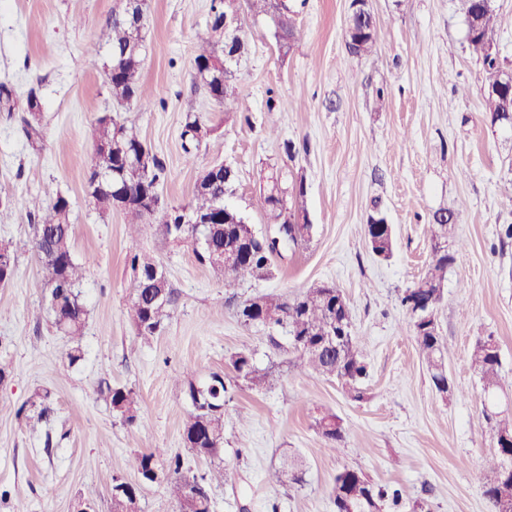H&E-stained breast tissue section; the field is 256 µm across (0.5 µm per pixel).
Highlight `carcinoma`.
Wrapping results in <instances>:
<instances>
[{
  "label": "carcinoma",
  "mask_w": 512,
  "mask_h": 512,
  "mask_svg": "<svg viewBox=\"0 0 512 512\" xmlns=\"http://www.w3.org/2000/svg\"><path fill=\"white\" fill-rule=\"evenodd\" d=\"M211 0L210 12L214 14L213 22L206 25L204 31L196 34L197 54L194 62L197 67L206 66L219 53V41L216 36L217 23L222 18L221 6ZM457 11L461 14L466 25V40L469 47L485 56L484 35L496 29V11L485 10L481 15L480 24L472 21L475 0H455ZM363 46L360 49L348 46L350 54L359 56L369 54L380 40V30L370 22H365ZM110 29V63L105 70V78L112 91V97L121 103H129L141 94V76L143 59L122 58L123 50L130 43L145 41L143 30L134 28L119 15H112ZM220 104L225 110L234 112L247 109L244 99L236 92L231 77L224 80V87L216 91ZM485 112L491 117L502 113H512V94H504L498 98L484 99ZM202 123L197 115L187 113L181 133L183 150L191 155V148L199 145L197 137ZM90 133L95 145L110 142L119 137L133 148L150 151L146 142L140 138L134 127L105 115L97 117L90 124ZM152 168L149 178H144L135 167L130 168L126 177L129 188L134 193L154 192L166 177V167L156 156L151 155ZM236 173H226L224 179L214 183L205 192L196 191L187 207L197 211H211L215 202L232 192ZM30 214L36 220L32 237L4 247L15 260L20 251H31L40 260L44 284L49 290V300L54 305L49 307L55 325L72 337L81 335L87 310L81 300L79 287L84 278L86 268L76 262L71 252V225L68 224V201L58 197V202L46 204L39 198L30 200ZM155 210L145 213L137 208L123 210L128 218L129 237L135 243L138 238L152 228V219L160 217L167 238L174 241L192 242L197 228L187 224L178 225L171 222V217L180 213L178 206H163L161 199L154 198ZM453 223L452 215H436L432 224V239L448 236V225ZM215 233L211 236L210 246L213 250L224 249L228 239L239 243L238 259L232 264L224 265V281L227 286H233L248 279H262L271 273V256L276 253L271 244H260L250 235L246 224H216ZM454 255L435 256L423 278L414 287L405 291L401 297V305L410 310L409 302L413 295H427L432 286L442 283L447 274L448 266L453 263ZM126 262L135 272L134 299L129 308V316L137 335L144 341H150L157 336V330L165 328L176 306V292L169 282H164V301L158 304L153 296L160 287L151 275L152 259L139 252H130ZM238 316L246 326L266 327L280 326L288 323L286 331L289 348L296 354L299 364L318 377H333L345 381L349 390L355 392V398L360 399L358 385L368 375L367 364L362 357L358 337L354 334L349 308L342 294L333 286L323 285L311 288L305 293L292 298H282L275 295H263L255 313L247 312V306H238ZM416 338L419 353L434 388L445 382L441 370L445 369L448 359V343L440 333L420 334L416 323H411ZM231 364L236 378L252 385H261L269 381L273 371L259 372L253 365L252 357L245 351L235 353ZM471 364L483 383L486 391L499 390L503 385L512 386L502 374L499 353L493 349L475 346L471 354ZM228 387L224 377L214 375L213 385H203V391L197 399L198 409L189 411L182 427V440L185 447L195 455L213 459L216 450L224 447V407ZM112 410L120 414L127 422L136 419L139 402L130 390L115 388L109 390ZM492 425L496 439L505 436L512 439V416L499 417L485 415ZM318 433L329 445L336 449V443L343 440L344 428L342 420L334 413H324L316 421ZM130 466L142 479L148 478L152 468L170 473L166 488L171 498L176 502L178 512H211V497L192 498L190 494L199 485L209 487L212 480L224 481L228 477L227 469L221 468L211 474L195 475L186 471L182 458L178 454H170L163 448H156L149 453L136 454L130 460ZM492 479L484 489V496L496 512L500 499H512V443L496 444V451L490 459ZM272 484L286 482L299 484L302 482V472L297 459L288 455L283 456L280 464L268 476ZM336 512H383L390 506L399 505L402 495L398 489H390L368 480L365 475L355 469L345 468L334 478L333 486Z\"/></svg>",
  "instance_id": "carcinoma-1"
}]
</instances>
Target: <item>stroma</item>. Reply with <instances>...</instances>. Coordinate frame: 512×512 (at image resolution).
<instances>
[{"label": "stroma", "mask_w": 512, "mask_h": 512, "mask_svg": "<svg viewBox=\"0 0 512 512\" xmlns=\"http://www.w3.org/2000/svg\"><path fill=\"white\" fill-rule=\"evenodd\" d=\"M211 0H146L142 94L118 107L105 81L108 20L122 0H0V245L33 233L29 201L64 197L73 253L87 266L80 286L87 318L83 358L69 364L70 339L46 314L39 262L18 253L0 283V512H72L91 497L109 512L112 478L137 481L134 454H180L186 469L210 460L185 450L188 383L234 375L231 357L247 350L255 366L275 368L266 385L240 383L224 407V451L231 478L213 485V512H335L334 478L343 468L402 493L398 512H489L483 488L494 452L482 414L484 393L470 356L493 337L512 377V125L491 124L483 88L490 73L471 54L454 0H371L381 38L357 57L344 37L350 0H287L303 36L280 46L270 19L245 16L248 54L235 73L248 114L224 111L192 92L195 35ZM41 102L27 137V95ZM384 96L385 106L372 103ZM210 127L193 156L182 148L187 104ZM133 120L166 166L159 192L186 204L199 176L230 164L237 182L227 202L265 233L260 187L269 173L286 185L311 230L282 249L269 279L226 287L223 273L199 264L189 244L167 239L161 224L131 243L120 211L99 209L86 190L95 153L90 123L104 114ZM294 155H287L285 144ZM452 213L448 239L461 242L437 310L451 352L452 391L441 397L421 360L400 298L432 260L429 227ZM391 224L390 257L374 255L364 235L370 216ZM161 265L178 305L165 331L143 343L126 309L134 275L130 245ZM344 295L368 365L353 399L345 385L293 366L282 331L248 327L237 305L274 293L295 297L323 283ZM134 391L139 411L125 422L108 390ZM51 413L38 420L41 401ZM343 421L344 439L327 450L320 414ZM303 462V481L273 485L282 454Z\"/></svg>", "instance_id": "obj_1"}]
</instances>
